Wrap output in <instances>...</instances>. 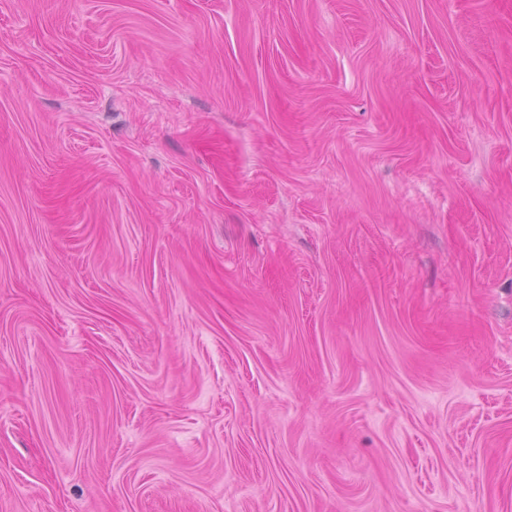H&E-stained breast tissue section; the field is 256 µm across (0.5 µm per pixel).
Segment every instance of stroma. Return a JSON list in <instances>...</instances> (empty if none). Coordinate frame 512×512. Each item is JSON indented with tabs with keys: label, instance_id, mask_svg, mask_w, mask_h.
<instances>
[{
	"label": "stroma",
	"instance_id": "1",
	"mask_svg": "<svg viewBox=\"0 0 512 512\" xmlns=\"http://www.w3.org/2000/svg\"><path fill=\"white\" fill-rule=\"evenodd\" d=\"M0 512H512V0H0Z\"/></svg>",
	"mask_w": 512,
	"mask_h": 512
}]
</instances>
